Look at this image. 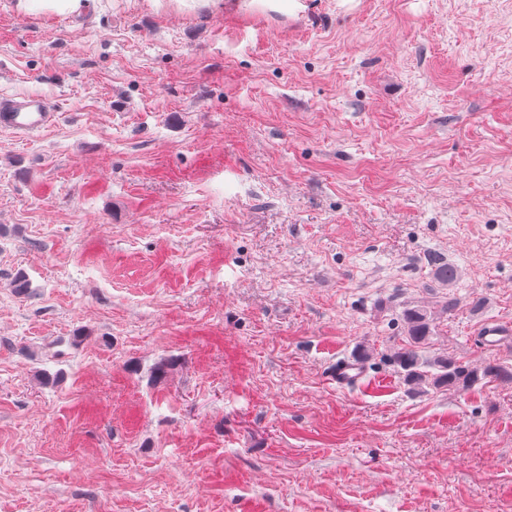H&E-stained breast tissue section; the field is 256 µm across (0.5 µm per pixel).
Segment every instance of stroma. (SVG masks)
Listing matches in <instances>:
<instances>
[{
    "instance_id": "obj_1",
    "label": "stroma",
    "mask_w": 512,
    "mask_h": 512,
    "mask_svg": "<svg viewBox=\"0 0 512 512\" xmlns=\"http://www.w3.org/2000/svg\"><path fill=\"white\" fill-rule=\"evenodd\" d=\"M16 3L0 512H512V381L393 360L425 305L421 359L512 367V0ZM20 10L38 14L45 11H53L58 14H71L78 12L83 6V0H18ZM50 103L35 95L0 98V130L17 137L30 136L53 125L56 118ZM430 274L443 287L451 288L458 280V270L439 256L429 257ZM403 319L408 341L395 352L393 357L404 371V380L409 385L470 388L485 380L489 382L502 378L512 380V369L507 370L503 365L495 362H488L480 368L472 367L456 357L436 358L430 363L421 362L418 357V348L430 337L433 317L427 309L412 307L404 311ZM474 336L483 348L508 350L512 346V322L497 319L486 321L475 329ZM365 377V369L362 363L352 357H344L336 360L329 367L327 379L340 389H350L358 386Z\"/></svg>"
}]
</instances>
